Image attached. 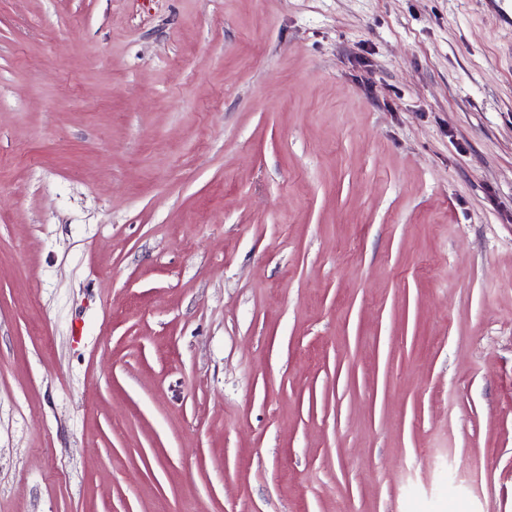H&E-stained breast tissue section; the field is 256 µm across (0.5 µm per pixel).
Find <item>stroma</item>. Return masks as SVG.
Masks as SVG:
<instances>
[{
    "label": "stroma",
    "instance_id": "obj_1",
    "mask_svg": "<svg viewBox=\"0 0 512 512\" xmlns=\"http://www.w3.org/2000/svg\"><path fill=\"white\" fill-rule=\"evenodd\" d=\"M0 512H512V30L0 0Z\"/></svg>",
    "mask_w": 512,
    "mask_h": 512
}]
</instances>
